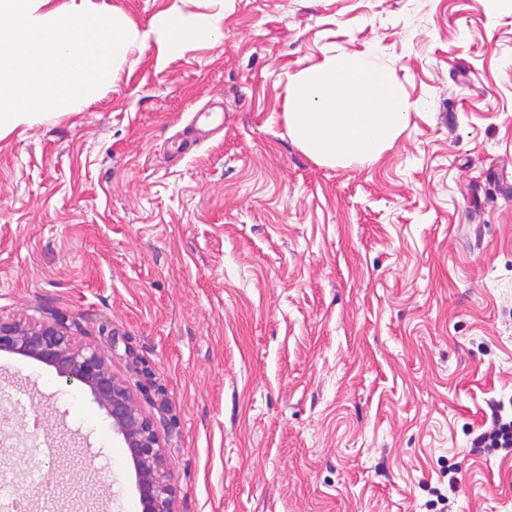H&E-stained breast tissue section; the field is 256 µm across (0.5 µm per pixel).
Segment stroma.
I'll return each mask as SVG.
<instances>
[{
    "instance_id": "obj_1",
    "label": "stroma",
    "mask_w": 512,
    "mask_h": 512,
    "mask_svg": "<svg viewBox=\"0 0 512 512\" xmlns=\"http://www.w3.org/2000/svg\"><path fill=\"white\" fill-rule=\"evenodd\" d=\"M332 52L412 104L375 162L287 133L288 75ZM0 137V318L101 348L158 423L178 512H512V12L497 0H227L224 39ZM51 430L30 512H140L90 392L0 353ZM491 410V426L473 439L477 447L503 449L508 455L512 453V413L510 419L502 415L504 406L500 402L489 405Z\"/></svg>"
}]
</instances>
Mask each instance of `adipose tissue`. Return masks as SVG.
I'll use <instances>...</instances> for the list:
<instances>
[{"label":"adipose tissue","instance_id":"1","mask_svg":"<svg viewBox=\"0 0 512 512\" xmlns=\"http://www.w3.org/2000/svg\"><path fill=\"white\" fill-rule=\"evenodd\" d=\"M211 2L207 14L171 6L143 30L108 0H0V136L92 103L148 43L160 68L198 43H220L224 0Z\"/></svg>","mask_w":512,"mask_h":512}]
</instances>
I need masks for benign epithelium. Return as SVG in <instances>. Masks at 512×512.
I'll list each match as a JSON object with an SVG mask.
<instances>
[{
  "label": "benign epithelium",
  "mask_w": 512,
  "mask_h": 512,
  "mask_svg": "<svg viewBox=\"0 0 512 512\" xmlns=\"http://www.w3.org/2000/svg\"><path fill=\"white\" fill-rule=\"evenodd\" d=\"M0 351L36 360L51 367L66 384L89 389L111 420L112 429L123 437L136 472L141 512H177L158 424L112 372L104 352L77 344L60 322L1 318Z\"/></svg>",
  "instance_id": "1"
}]
</instances>
